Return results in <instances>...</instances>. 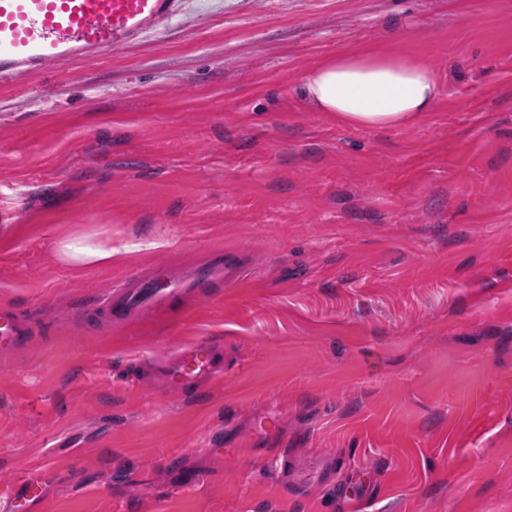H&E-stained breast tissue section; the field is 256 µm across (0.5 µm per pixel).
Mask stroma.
Masks as SVG:
<instances>
[{"label": "stroma", "instance_id": "1", "mask_svg": "<svg viewBox=\"0 0 512 512\" xmlns=\"http://www.w3.org/2000/svg\"><path fill=\"white\" fill-rule=\"evenodd\" d=\"M342 50L436 70L434 111H315ZM67 235L111 242L72 270ZM222 297L106 331L127 272L210 248ZM0 501L30 512H512V0H184L165 30L0 83ZM208 336L184 394L136 360ZM54 252L59 261L76 269L112 264L111 242L101 244L86 237L67 236L54 243ZM30 322L13 309L0 308V355H13L27 344Z\"/></svg>", "mask_w": 512, "mask_h": 512}]
</instances>
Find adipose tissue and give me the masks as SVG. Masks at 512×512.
<instances>
[{
    "instance_id": "ef3b65f1",
    "label": "adipose tissue",
    "mask_w": 512,
    "mask_h": 512,
    "mask_svg": "<svg viewBox=\"0 0 512 512\" xmlns=\"http://www.w3.org/2000/svg\"><path fill=\"white\" fill-rule=\"evenodd\" d=\"M317 111L335 113L342 122L368 129L397 128L432 111L440 97L436 72L399 54L341 52L309 69L303 78ZM59 261L73 268L112 263V246L85 237L57 240Z\"/></svg>"
}]
</instances>
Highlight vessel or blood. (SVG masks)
<instances>
[{"label":"vessel or blood","instance_id":"b4317fda","mask_svg":"<svg viewBox=\"0 0 512 512\" xmlns=\"http://www.w3.org/2000/svg\"><path fill=\"white\" fill-rule=\"evenodd\" d=\"M180 0H0V79L18 82L49 64H70L91 54L112 51L168 24ZM227 258L207 250L192 265L163 262L128 273L91 312L108 326H122L146 312L163 313L222 296ZM29 321L0 308V355L27 344ZM224 368L223 348L212 338L182 344L161 367L170 388L187 391Z\"/></svg>","mask_w":512,"mask_h":512}]
</instances>
